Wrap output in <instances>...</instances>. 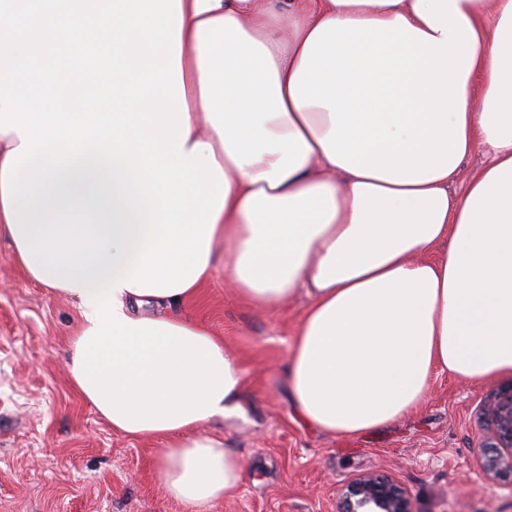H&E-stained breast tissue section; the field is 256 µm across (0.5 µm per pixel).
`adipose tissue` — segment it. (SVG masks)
<instances>
[{
  "mask_svg": "<svg viewBox=\"0 0 512 512\" xmlns=\"http://www.w3.org/2000/svg\"><path fill=\"white\" fill-rule=\"evenodd\" d=\"M183 147L228 181L212 244L252 307L308 304L288 352L296 414L358 435L419 406L431 379L512 376V0H181ZM488 163L463 193L462 161ZM108 214L74 173L50 196ZM115 295L159 320L194 297ZM201 421L140 430L184 512H211L243 460Z\"/></svg>",
  "mask_w": 512,
  "mask_h": 512,
  "instance_id": "ef3b65f1",
  "label": "adipose tissue"
}]
</instances>
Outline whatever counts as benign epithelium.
Here are the masks:
<instances>
[{"label": "benign epithelium", "instance_id": "benign-epithelium-1", "mask_svg": "<svg viewBox=\"0 0 512 512\" xmlns=\"http://www.w3.org/2000/svg\"><path fill=\"white\" fill-rule=\"evenodd\" d=\"M486 435L479 448V466L490 479L512 486V388L481 408ZM337 512H414L408 492L384 472L353 479L343 491Z\"/></svg>", "mask_w": 512, "mask_h": 512}]
</instances>
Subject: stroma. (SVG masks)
<instances>
[{"instance_id":"obj_1","label":"stroma","mask_w":512,"mask_h":512,"mask_svg":"<svg viewBox=\"0 0 512 512\" xmlns=\"http://www.w3.org/2000/svg\"><path fill=\"white\" fill-rule=\"evenodd\" d=\"M306 301L269 314L242 301L216 266L170 314L206 322L237 352L245 415L206 425L246 466L212 512H336L343 487L382 471L416 512H512V490L479 470L481 405L512 377L466 383L441 374L423 405L369 433L338 436L295 413L285 374ZM75 301L31 280L0 238V512H182L162 491L155 440L113 433L73 390Z\"/></svg>"}]
</instances>
